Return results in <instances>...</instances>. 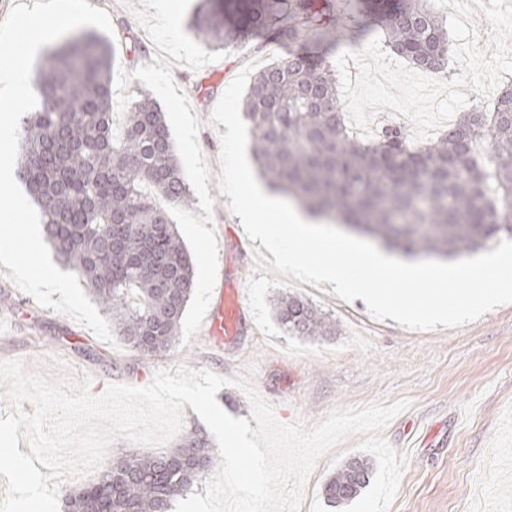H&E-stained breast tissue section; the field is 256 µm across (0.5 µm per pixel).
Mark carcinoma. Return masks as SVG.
Returning <instances> with one entry per match:
<instances>
[{"label":"carcinoma","mask_w":512,"mask_h":512,"mask_svg":"<svg viewBox=\"0 0 512 512\" xmlns=\"http://www.w3.org/2000/svg\"><path fill=\"white\" fill-rule=\"evenodd\" d=\"M202 0L191 24L215 47L270 30L309 56L260 71L243 108L262 177L308 212L336 218L409 256L460 254L512 233V89L490 111L463 112L433 143L414 145L389 125L371 140L345 123L326 48L353 33H381L391 51L440 73L448 27L427 0ZM112 46L84 32L46 52L34 72L40 106L19 129L18 177L35 198L45 240L89 288L124 343L142 356L167 353L182 332L193 264L171 209L190 193L164 113L139 91L112 128ZM273 314L294 336L336 335V323L305 297H277ZM192 461H183L185 450ZM211 443L187 433L154 454L112 460L99 480L69 495L67 512H172L174 500L216 469ZM361 458L324 485L349 502L371 479Z\"/></svg>","instance_id":"cac0c4a2"}]
</instances>
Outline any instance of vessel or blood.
Listing matches in <instances>:
<instances>
[{
    "label": "vessel or blood",
    "mask_w": 512,
    "mask_h": 512,
    "mask_svg": "<svg viewBox=\"0 0 512 512\" xmlns=\"http://www.w3.org/2000/svg\"><path fill=\"white\" fill-rule=\"evenodd\" d=\"M249 322V309L237 288L219 287L206 316L204 334L215 347L237 344Z\"/></svg>",
    "instance_id": "obj_1"
}]
</instances>
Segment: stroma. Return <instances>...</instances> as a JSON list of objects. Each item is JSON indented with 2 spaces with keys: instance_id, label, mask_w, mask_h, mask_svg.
<instances>
[{
  "instance_id": "35a3bbf8",
  "label": "stroma",
  "mask_w": 512,
  "mask_h": 512,
  "mask_svg": "<svg viewBox=\"0 0 512 512\" xmlns=\"http://www.w3.org/2000/svg\"><path fill=\"white\" fill-rule=\"evenodd\" d=\"M88 2L107 11L113 25L114 121L140 91L152 94L166 116L192 193L191 205L175 209L173 221L195 262V290L177 344L145 357L40 306L0 265V361L20 359L57 378L61 372L50 360L59 358L90 376L95 395L112 383L146 386L157 369L178 365L230 378L248 373L284 423L301 417L312 424L340 408L407 398L411 407L383 431L407 456L389 512H512V304L459 327L412 330L373 318L362 300L343 301L332 285L304 289L293 278L268 295L301 293L335 320V335L312 341L320 355L287 354L286 337L269 342L256 328L238 345L214 348L203 335L209 300L226 279L247 290L255 243L218 189L220 139L209 118L246 62L265 67L287 59L288 50L261 39L227 49L208 45L189 27L198 0ZM361 440L349 436L318 460L300 512H342L323 487L360 456Z\"/></svg>"
}]
</instances>
